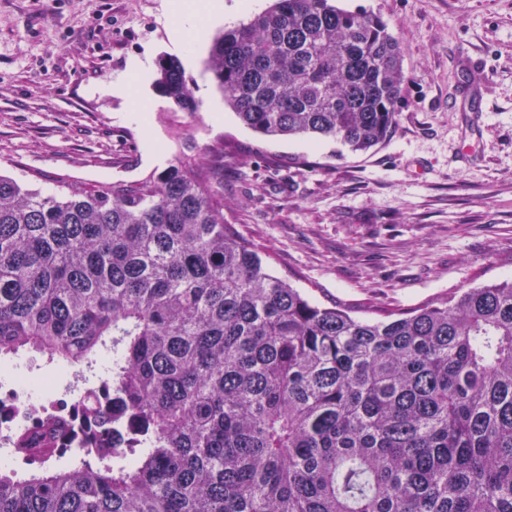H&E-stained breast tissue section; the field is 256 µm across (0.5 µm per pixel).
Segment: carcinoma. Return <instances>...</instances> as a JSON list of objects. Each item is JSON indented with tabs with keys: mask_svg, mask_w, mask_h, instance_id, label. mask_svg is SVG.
I'll use <instances>...</instances> for the list:
<instances>
[{
	"mask_svg": "<svg viewBox=\"0 0 512 512\" xmlns=\"http://www.w3.org/2000/svg\"><path fill=\"white\" fill-rule=\"evenodd\" d=\"M207 69L254 132L354 153L392 135L405 81L389 24L335 0H271ZM222 162L53 194L0 174V364L69 367L63 399L95 428L65 467L1 430L27 470L0 466V512H512V279L378 319L319 305L224 223Z\"/></svg>",
	"mask_w": 512,
	"mask_h": 512,
	"instance_id": "1",
	"label": "carcinoma"
}]
</instances>
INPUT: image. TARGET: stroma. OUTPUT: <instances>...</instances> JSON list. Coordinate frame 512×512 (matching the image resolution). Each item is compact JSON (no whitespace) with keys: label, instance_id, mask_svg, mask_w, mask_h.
Wrapping results in <instances>:
<instances>
[{"label":"stroma","instance_id":"obj_1","mask_svg":"<svg viewBox=\"0 0 512 512\" xmlns=\"http://www.w3.org/2000/svg\"><path fill=\"white\" fill-rule=\"evenodd\" d=\"M173 0H0V172L52 193L57 179H142L181 147L150 71L111 93L132 60L178 59ZM381 15L406 76L394 134L365 154L333 139L244 127L206 69L183 74L197 146H224V220L275 275L321 304L410 308L512 276V0H340ZM148 122L132 120L137 100Z\"/></svg>","mask_w":512,"mask_h":512}]
</instances>
